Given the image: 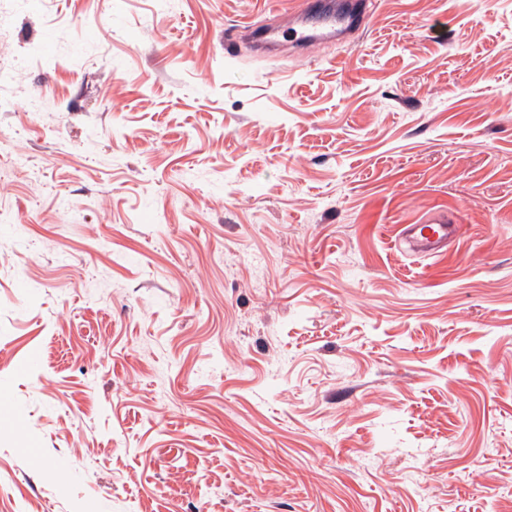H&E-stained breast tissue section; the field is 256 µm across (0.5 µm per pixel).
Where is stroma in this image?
I'll return each instance as SVG.
<instances>
[{"label": "stroma", "mask_w": 512, "mask_h": 512, "mask_svg": "<svg viewBox=\"0 0 512 512\" xmlns=\"http://www.w3.org/2000/svg\"><path fill=\"white\" fill-rule=\"evenodd\" d=\"M297 6L0 0V512H512V0ZM368 3L367 1L355 2L357 6L355 12L335 10L332 4H328L319 15L318 26L313 27L310 34L292 29L291 43L305 49L308 45L322 40L326 34L356 31L363 26ZM457 230L456 222L448 219V212L440 210L427 214L420 224L401 226L395 240L407 244L412 257H435L445 251Z\"/></svg>", "instance_id": "35a3bbf8"}]
</instances>
